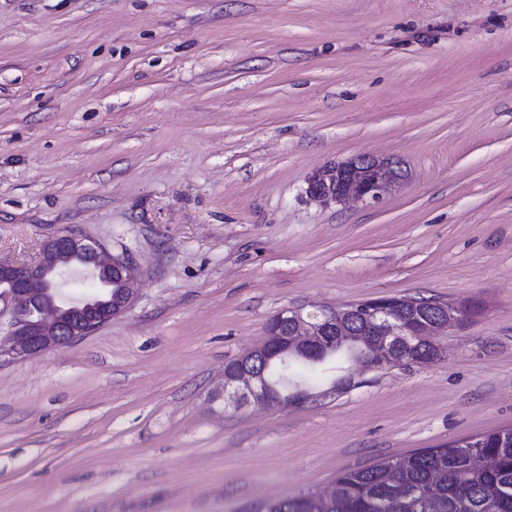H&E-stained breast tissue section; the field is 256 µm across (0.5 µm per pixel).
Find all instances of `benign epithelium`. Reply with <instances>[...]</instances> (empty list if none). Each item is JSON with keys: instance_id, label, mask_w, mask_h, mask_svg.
Here are the masks:
<instances>
[{"instance_id": "obj_1", "label": "benign epithelium", "mask_w": 512, "mask_h": 512, "mask_svg": "<svg viewBox=\"0 0 512 512\" xmlns=\"http://www.w3.org/2000/svg\"><path fill=\"white\" fill-rule=\"evenodd\" d=\"M398 167L400 164L390 159L356 155L313 172L306 179V192L323 203H376L403 180ZM75 276L96 282L98 292L83 297L65 294L64 287ZM138 281L132 259L115 255L101 241L68 227L43 241L32 264L0 260V316H10L7 353L21 358L36 356L91 334L133 306ZM361 309L372 322L368 340L373 361L362 360L359 365L369 370L416 362L410 350L417 339L440 357L442 351L434 338L460 324L464 316L461 306L441 301L432 314L421 318L416 301L395 296L366 301ZM352 312L348 305H318L313 312L301 308L280 311L268 322L260 347L224 366V390L233 391L241 405L306 403L307 393L291 401L272 395L257 363L274 353L314 352L329 342L358 339L347 328Z\"/></svg>"}]
</instances>
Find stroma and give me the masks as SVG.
<instances>
[{
    "label": "stroma",
    "mask_w": 512,
    "mask_h": 512,
    "mask_svg": "<svg viewBox=\"0 0 512 512\" xmlns=\"http://www.w3.org/2000/svg\"><path fill=\"white\" fill-rule=\"evenodd\" d=\"M356 154L401 189L307 196ZM65 227L139 294L0 355V512H258L512 428V0H0V259ZM387 295L467 306L440 359L225 399L281 310Z\"/></svg>",
    "instance_id": "obj_1"
}]
</instances>
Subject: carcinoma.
I'll list each match as a JSON object with an SVG mask.
<instances>
[{"label": "carcinoma", "mask_w": 512, "mask_h": 512, "mask_svg": "<svg viewBox=\"0 0 512 512\" xmlns=\"http://www.w3.org/2000/svg\"><path fill=\"white\" fill-rule=\"evenodd\" d=\"M365 354V345L338 346L319 353L318 360L306 353L287 359L274 358L266 364L265 377L284 397L310 385L309 377L297 372L299 365H332ZM473 454L498 459L492 470L471 467ZM404 464L395 480L386 478L390 461L350 468L336 478V494L322 498L304 493L276 503L271 512H512V447H500V431L482 435L477 447L450 442L423 448L403 456ZM431 486L432 502L422 507L398 497L414 489Z\"/></svg>", "instance_id": "1"}]
</instances>
